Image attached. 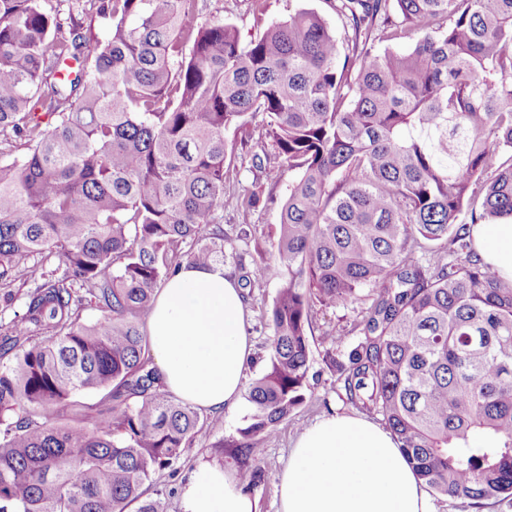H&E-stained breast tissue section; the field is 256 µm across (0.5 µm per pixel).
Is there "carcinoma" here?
Instances as JSON below:
<instances>
[{
	"label": "carcinoma",
	"instance_id": "cac0c4a2",
	"mask_svg": "<svg viewBox=\"0 0 512 512\" xmlns=\"http://www.w3.org/2000/svg\"><path fill=\"white\" fill-rule=\"evenodd\" d=\"M66 2L106 38L0 0V132L25 146L0 141V283L38 256L65 266L0 336V512H162L144 485L211 421L165 390L142 324L182 266L224 264L226 133L245 127L289 182L275 256L238 279L280 288L229 447L257 456L306 401L314 305L374 288L348 400L432 493L511 502L512 281L469 228L512 218V0H337L344 44L302 9L247 46L190 23L198 0ZM90 390V425L57 424Z\"/></svg>",
	"mask_w": 512,
	"mask_h": 512
}]
</instances>
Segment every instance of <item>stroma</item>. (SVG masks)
<instances>
[{
    "label": "stroma",
    "mask_w": 512,
    "mask_h": 512,
    "mask_svg": "<svg viewBox=\"0 0 512 512\" xmlns=\"http://www.w3.org/2000/svg\"><path fill=\"white\" fill-rule=\"evenodd\" d=\"M335 3L336 0H202L199 17L203 20L218 17L233 24L241 43L246 44L272 23L299 9L316 11L331 29L342 32ZM254 152L250 145L237 149L224 191V268L235 277L239 276L241 267H253L256 262L275 255L280 203L288 189L287 171L274 161L263 168H255ZM251 194L259 196L260 201L249 227L245 228L241 225L238 205L243 197ZM63 272V265L52 258L38 262L31 276L0 285V333L22 315L27 295L37 284L57 279ZM277 290V282L272 281L263 290L246 295L254 358L245 368V380H252L265 367L268 331L262 323V315L271 307ZM372 298V291L367 289L355 302L314 307L308 371L312 396L280 423L275 439L262 448L254 461L261 475L249 493L257 502V512H278V477L288 464L292 443L308 426L332 411L358 415V408L346 400L338 369L346 363L349 350L360 340L357 324ZM339 330L344 331L345 337L343 343L336 344L330 334ZM250 413L251 406L245 400L240 401L236 409L225 411L212 426L201 431L190 448L184 450L176 470L166 469L153 475L146 486L147 497H159L164 512H181L182 489L198 464H215L231 474H238L239 463L228 443L237 438L239 428L247 425Z\"/></svg>",
    "instance_id": "35a3bbf8"
}]
</instances>
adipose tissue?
<instances>
[{
  "label": "adipose tissue",
  "instance_id": "1",
  "mask_svg": "<svg viewBox=\"0 0 512 512\" xmlns=\"http://www.w3.org/2000/svg\"><path fill=\"white\" fill-rule=\"evenodd\" d=\"M473 249L512 279V218L470 228ZM165 389L214 415L233 409L252 356L244 295L223 266L182 267L159 291L147 321ZM279 512H430L393 435L355 416L331 415L295 441L277 484ZM182 512H254L240 481L216 465L197 466Z\"/></svg>",
  "mask_w": 512,
  "mask_h": 512
}]
</instances>
